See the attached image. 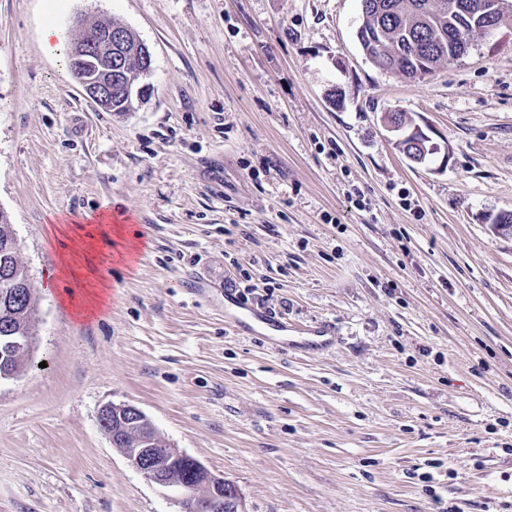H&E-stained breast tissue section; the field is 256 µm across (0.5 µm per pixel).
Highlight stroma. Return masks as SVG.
Masks as SVG:
<instances>
[{
	"instance_id": "stroma-1",
	"label": "stroma",
	"mask_w": 512,
	"mask_h": 512,
	"mask_svg": "<svg viewBox=\"0 0 512 512\" xmlns=\"http://www.w3.org/2000/svg\"><path fill=\"white\" fill-rule=\"evenodd\" d=\"M106 20L152 55L130 112L41 47ZM359 23L360 0H0V209L37 318L0 379V512H181L109 402L247 512H512V22L422 82ZM228 293L335 338L236 334ZM408 139H412L413 140V144H417L418 146H420L422 151H423V154H422L420 159H418V157H415V158H413L412 156L408 157V159L411 160L414 163H422L423 160H424V156H425V154L427 152H429V153H438V151L440 150L439 146L436 143H433L432 140H431V137H429L423 131V129L419 125H417V124H414L411 127V130L409 132L404 133L397 140V143L403 142V141L408 140ZM407 143H408V141H405L402 144V146H401V150L405 154L406 157H407V155H409V152H411L414 149H417L416 146H408V147L405 148L404 146Z\"/></svg>"
}]
</instances>
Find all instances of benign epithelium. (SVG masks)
I'll use <instances>...</instances> for the list:
<instances>
[{"label": "benign epithelium", "mask_w": 512, "mask_h": 512, "mask_svg": "<svg viewBox=\"0 0 512 512\" xmlns=\"http://www.w3.org/2000/svg\"><path fill=\"white\" fill-rule=\"evenodd\" d=\"M479 16L485 30L493 31L507 20L502 0L481 5ZM74 75L86 97L106 112L112 111V84L125 70L122 58L112 57V29L89 28L73 45ZM411 139L427 153H436L439 146L415 124L399 141ZM126 415L138 425H148L149 432L138 436L122 456L127 463L150 482L180 492L182 512H225V488L228 481L212 473L199 460L163 446L146 415L130 404L102 406L101 424L108 425L111 414Z\"/></svg>", "instance_id": "7a95c632"}]
</instances>
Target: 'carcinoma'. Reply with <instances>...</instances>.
Here are the masks:
<instances>
[{
	"label": "carcinoma",
	"mask_w": 512,
	"mask_h": 512,
	"mask_svg": "<svg viewBox=\"0 0 512 512\" xmlns=\"http://www.w3.org/2000/svg\"><path fill=\"white\" fill-rule=\"evenodd\" d=\"M453 0H361L365 31L372 34L376 29L387 31L384 40L367 38L361 45L367 60L376 67L398 73L411 81L414 64L412 53L427 63L428 73L433 75L443 64L461 55L460 46L448 44L439 38L440 31L460 34L474 43L485 34L481 23L471 15L462 16L448 10ZM112 56L127 61L124 83L140 85L144 75V59L140 40L128 28L112 26ZM17 243L12 224L6 212L0 210V368L5 366L11 373L17 371L21 359L29 347L13 344L15 336H35V307L30 292L29 276L16 258Z\"/></svg>",
	"instance_id": "obj_1"
}]
</instances>
